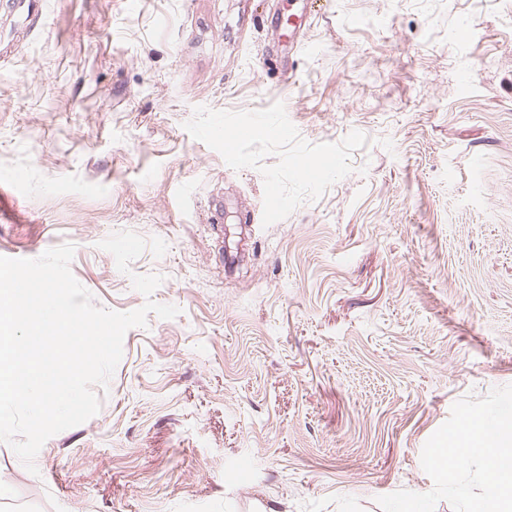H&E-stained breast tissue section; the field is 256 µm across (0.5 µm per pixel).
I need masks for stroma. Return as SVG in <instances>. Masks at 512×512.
<instances>
[{
	"label": "stroma",
	"mask_w": 512,
	"mask_h": 512,
	"mask_svg": "<svg viewBox=\"0 0 512 512\" xmlns=\"http://www.w3.org/2000/svg\"><path fill=\"white\" fill-rule=\"evenodd\" d=\"M0 0V247L73 244L96 305L146 300L99 413L0 512H381L429 492L452 405L512 385V0ZM282 102L370 139L263 226L264 181L184 128ZM162 238L121 273L99 243ZM161 275L152 297L135 274Z\"/></svg>",
	"instance_id": "1"
}]
</instances>
